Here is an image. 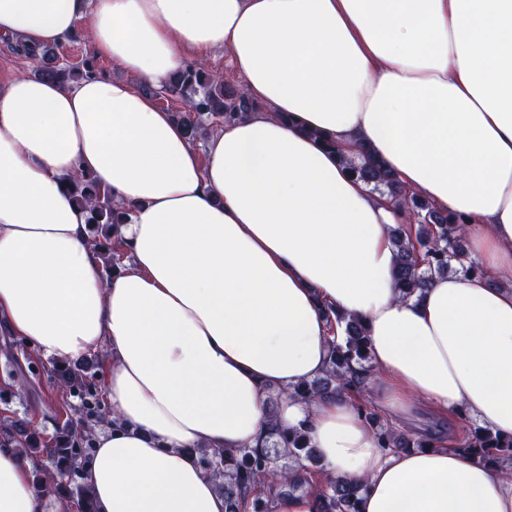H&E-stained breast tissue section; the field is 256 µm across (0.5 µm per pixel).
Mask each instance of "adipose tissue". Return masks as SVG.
<instances>
[{
	"label": "adipose tissue",
	"instance_id": "obj_1",
	"mask_svg": "<svg viewBox=\"0 0 512 512\" xmlns=\"http://www.w3.org/2000/svg\"><path fill=\"white\" fill-rule=\"evenodd\" d=\"M82 22L130 80L0 84V325L46 361L100 356L120 423L82 462L97 512H224L197 449L272 420L363 484L359 512H512L502 466L384 450L346 396L288 395L327 367L331 308L364 323L392 422L427 406L512 434V0H0V40L29 48ZM216 49L255 108L200 154L156 94ZM363 146L466 219L479 273L400 298L401 213L342 163ZM78 173L124 212L109 278ZM36 464L0 446V512H45Z\"/></svg>",
	"mask_w": 512,
	"mask_h": 512
}]
</instances>
